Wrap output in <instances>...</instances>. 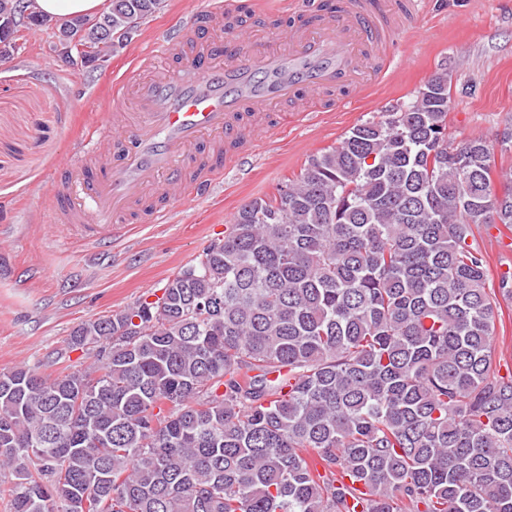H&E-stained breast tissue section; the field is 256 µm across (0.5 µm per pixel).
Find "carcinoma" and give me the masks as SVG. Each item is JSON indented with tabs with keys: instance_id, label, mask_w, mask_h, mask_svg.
<instances>
[{
	"instance_id": "1",
	"label": "carcinoma",
	"mask_w": 512,
	"mask_h": 512,
	"mask_svg": "<svg viewBox=\"0 0 512 512\" xmlns=\"http://www.w3.org/2000/svg\"><path fill=\"white\" fill-rule=\"evenodd\" d=\"M164 0L78 28L91 66ZM448 72L255 198L156 300L75 328L90 362L0 373L13 512H512V377L476 242L512 229ZM139 322H134V319ZM362 488V509L350 507Z\"/></svg>"
}]
</instances>
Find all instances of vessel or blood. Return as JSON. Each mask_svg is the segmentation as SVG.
<instances>
[{"label":"vessel or blood","mask_w":512,"mask_h":512,"mask_svg":"<svg viewBox=\"0 0 512 512\" xmlns=\"http://www.w3.org/2000/svg\"><path fill=\"white\" fill-rule=\"evenodd\" d=\"M402 13L391 0H321L279 39L249 40L244 60L220 53L199 36L198 24H186L165 47L192 44L190 59L174 70L139 56L140 76L110 91L132 99L109 109L111 136L83 150L79 165L54 173L57 223L108 228L144 216L163 220L168 208L152 190L158 180L178 200L192 201L200 187L252 153L255 119L277 112L290 125L302 118L299 103L364 92L383 79Z\"/></svg>","instance_id":"vessel-or-blood-1"}]
</instances>
